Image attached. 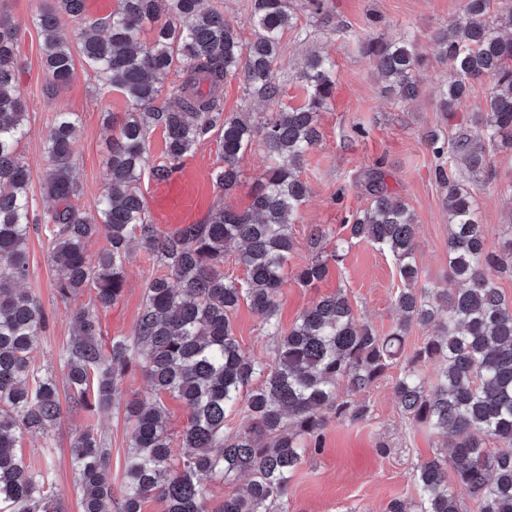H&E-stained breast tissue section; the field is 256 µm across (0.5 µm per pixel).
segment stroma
I'll list each match as a JSON object with an SVG mask.
<instances>
[{
  "label": "stroma",
  "mask_w": 512,
  "mask_h": 512,
  "mask_svg": "<svg viewBox=\"0 0 512 512\" xmlns=\"http://www.w3.org/2000/svg\"><path fill=\"white\" fill-rule=\"evenodd\" d=\"M53 0H0L18 36L19 90L26 103L27 134L20 152L30 166V193L36 214L53 208L45 191L49 165L44 143L55 112L77 113L81 121L75 172L82 193L73 203L93 212L94 201L106 182L105 119L129 109L117 92L101 89L98 77L76 65L70 83L48 92L49 78L41 56L42 35L34 23L39 11ZM294 25L285 31L275 66V77L284 102L303 105L306 92L298 78L306 58L313 53L330 55L335 62L336 96L320 114L322 138L306 155L301 179L310 195L292 226L296 252L294 263L311 257L308 235L321 224L340 232L343 224L369 204L365 174L382 162L388 190L408 203L416 219L415 256L421 282L442 283L448 272V186L438 172L448 161L434 156L427 147L429 134L448 137L455 133L439 109L440 91L448 79V64L438 54L435 32L457 21L465 0H326L324 14H313L306 0H289ZM408 38L422 63L414 76L419 95L402 100L385 92V83L362 53L366 38ZM218 134L199 143L185 160L200 171L210 205L225 203L243 209L248 192L262 169L259 151L246 153L240 162L241 185L223 194L212 180L221 164ZM491 176L474 184L478 217L489 232L485 248L500 252L512 229V149L490 154ZM28 275L22 288L40 303L47 328L38 336L30 361L35 371L53 374L65 381L63 354L74 340L75 308L95 309L104 340L133 339L144 308L146 284L160 274V263L142 246H134L126 267L127 284L121 299L109 308H96V292L87 287L76 298L65 301L55 282L60 272L50 259L48 239L42 225H32L28 243ZM402 283L392 257L368 242L353 245L344 262L330 268L328 277L315 288L287 282L280 291L282 326H290L299 314L320 296L343 289L359 319L386 333L397 319L395 296ZM235 334L243 350L266 363L274 361V340L267 336L259 316L249 304H240L233 316ZM399 375L391 368L364 393L370 418L355 424L329 422L321 452L306 456L288 485V512H385L395 498L415 499L414 468L438 450L436 438L412 426L394 397ZM150 385L142 372L126 374L118 385L109 412L99 415L63 402L60 421L45 433H21L18 450L35 469L49 472V481L59 498L62 512H83V489L70 461L74 436L93 428L109 457L113 485L124 474L129 428L126 404L150 398ZM385 443L387 454L376 451Z\"/></svg>",
  "instance_id": "stroma-1"
}]
</instances>
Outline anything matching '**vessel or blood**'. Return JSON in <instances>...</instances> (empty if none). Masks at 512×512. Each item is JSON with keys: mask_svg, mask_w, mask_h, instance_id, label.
<instances>
[{"mask_svg": "<svg viewBox=\"0 0 512 512\" xmlns=\"http://www.w3.org/2000/svg\"><path fill=\"white\" fill-rule=\"evenodd\" d=\"M154 208L159 223L176 230L197 223L206 208L198 170L182 166L166 179L156 181Z\"/></svg>", "mask_w": 512, "mask_h": 512, "instance_id": "1", "label": "vessel or blood"}]
</instances>
